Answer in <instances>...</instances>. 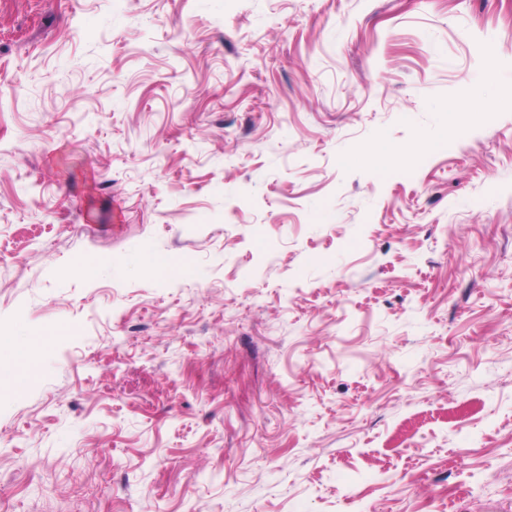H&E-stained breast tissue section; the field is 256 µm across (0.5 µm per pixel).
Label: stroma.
<instances>
[{
	"label": "stroma",
	"mask_w": 512,
	"mask_h": 512,
	"mask_svg": "<svg viewBox=\"0 0 512 512\" xmlns=\"http://www.w3.org/2000/svg\"><path fill=\"white\" fill-rule=\"evenodd\" d=\"M57 326L11 512H512V0H0V364ZM188 268L184 259L165 258L148 262L144 266V273L150 278L166 276L175 271H182Z\"/></svg>",
	"instance_id": "stroma-1"
}]
</instances>
